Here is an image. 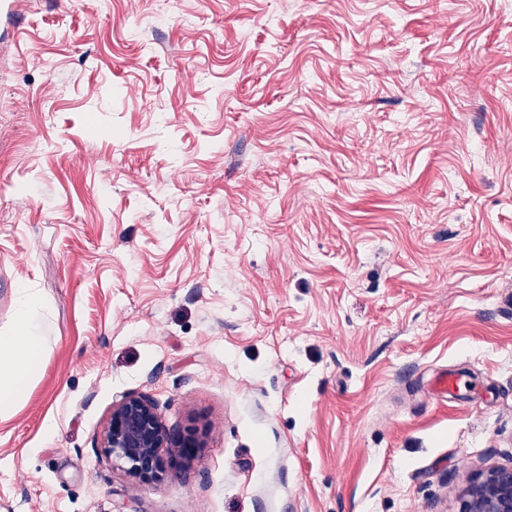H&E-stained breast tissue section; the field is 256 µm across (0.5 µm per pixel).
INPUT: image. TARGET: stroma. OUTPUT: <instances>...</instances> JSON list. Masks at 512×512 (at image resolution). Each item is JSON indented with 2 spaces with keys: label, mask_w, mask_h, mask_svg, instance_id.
I'll return each instance as SVG.
<instances>
[{
  "label": "stroma",
  "mask_w": 512,
  "mask_h": 512,
  "mask_svg": "<svg viewBox=\"0 0 512 512\" xmlns=\"http://www.w3.org/2000/svg\"><path fill=\"white\" fill-rule=\"evenodd\" d=\"M0 512H458L512 465V0H6ZM438 371L477 396L438 400ZM151 395L205 446L143 484ZM45 307L44 298L32 288H15L12 325L0 328V421L16 412L39 376L47 352L41 324ZM112 465L143 484L174 476L176 467L197 456L204 440L196 429L168 428L154 399L130 394L112 405L101 433Z\"/></svg>",
  "instance_id": "35a3bbf8"
}]
</instances>
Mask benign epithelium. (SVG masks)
<instances>
[{
    "mask_svg": "<svg viewBox=\"0 0 512 512\" xmlns=\"http://www.w3.org/2000/svg\"><path fill=\"white\" fill-rule=\"evenodd\" d=\"M101 445L125 475L154 484L195 458L204 440L195 429L165 426L154 399L140 393L112 405ZM459 512H512V466L494 465L476 474L461 493Z\"/></svg>",
    "mask_w": 512,
    "mask_h": 512,
    "instance_id": "obj_1",
    "label": "benign epithelium"
}]
</instances>
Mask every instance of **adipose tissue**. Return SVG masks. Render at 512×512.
<instances>
[{"mask_svg": "<svg viewBox=\"0 0 512 512\" xmlns=\"http://www.w3.org/2000/svg\"><path fill=\"white\" fill-rule=\"evenodd\" d=\"M45 307L44 298L33 289L15 290L12 325L0 329V421L16 412L39 376L47 352L41 324Z\"/></svg>", "mask_w": 512, "mask_h": 512, "instance_id": "1", "label": "adipose tissue"}]
</instances>
